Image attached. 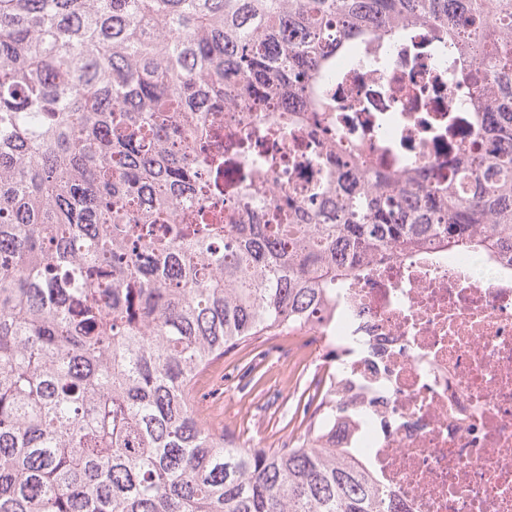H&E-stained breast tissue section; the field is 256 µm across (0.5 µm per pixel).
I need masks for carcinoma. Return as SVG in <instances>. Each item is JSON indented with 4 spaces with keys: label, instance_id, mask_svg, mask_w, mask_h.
Instances as JSON below:
<instances>
[{
    "label": "carcinoma",
    "instance_id": "cac0c4a2",
    "mask_svg": "<svg viewBox=\"0 0 512 512\" xmlns=\"http://www.w3.org/2000/svg\"><path fill=\"white\" fill-rule=\"evenodd\" d=\"M413 24L471 60L499 148L407 192L327 146L280 223H224V101L299 103L265 109L284 136L351 38ZM431 242L512 247V0H0V512H402L336 447L323 381L278 449L206 421L195 386L336 316L355 263Z\"/></svg>",
    "mask_w": 512,
    "mask_h": 512
}]
</instances>
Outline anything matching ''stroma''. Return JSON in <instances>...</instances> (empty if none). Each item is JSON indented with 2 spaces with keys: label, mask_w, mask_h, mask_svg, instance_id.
<instances>
[{
  "label": "stroma",
  "mask_w": 512,
  "mask_h": 512,
  "mask_svg": "<svg viewBox=\"0 0 512 512\" xmlns=\"http://www.w3.org/2000/svg\"><path fill=\"white\" fill-rule=\"evenodd\" d=\"M285 330L243 346L213 364L196 391L212 421L237 442L257 448H284L297 433L291 414L303 408L305 385L321 370L305 345Z\"/></svg>",
  "instance_id": "obj_1"
}]
</instances>
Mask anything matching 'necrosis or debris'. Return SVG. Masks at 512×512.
I'll return each instance as SVG.
<instances>
[{
  "instance_id": "1",
  "label": "necrosis or debris",
  "mask_w": 512,
  "mask_h": 512,
  "mask_svg": "<svg viewBox=\"0 0 512 512\" xmlns=\"http://www.w3.org/2000/svg\"><path fill=\"white\" fill-rule=\"evenodd\" d=\"M470 64L453 42L410 25L395 38L367 35L356 56L315 96L342 156L368 168L448 179V128L480 151ZM224 140L255 143L278 159L266 202L322 176L306 126L266 138L261 113H225ZM339 313L310 331L333 395L352 414L336 442L356 440L380 487L404 512H512V259L437 245L361 260L336 290Z\"/></svg>"
}]
</instances>
